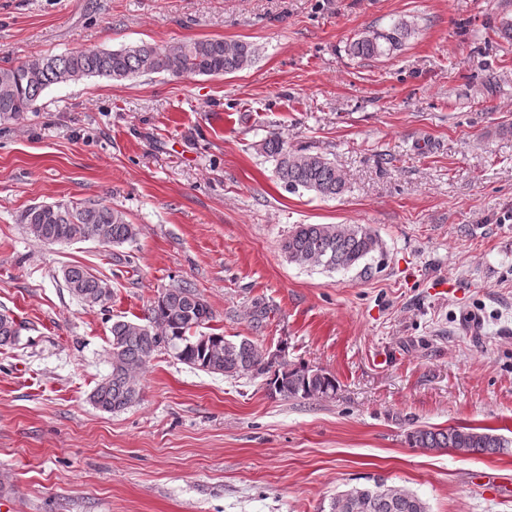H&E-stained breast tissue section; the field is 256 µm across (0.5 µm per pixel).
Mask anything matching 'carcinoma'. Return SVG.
I'll list each match as a JSON object with an SVG mask.
<instances>
[{
  "mask_svg": "<svg viewBox=\"0 0 512 512\" xmlns=\"http://www.w3.org/2000/svg\"><path fill=\"white\" fill-rule=\"evenodd\" d=\"M415 28L399 20L384 31L356 38L350 45L355 57L374 58L400 49ZM259 48L249 43L222 39H194L166 47L147 43L120 49H89L59 55H34L27 61L0 65V122L17 121L37 108L42 94L52 86L99 77L121 82L135 77L167 74L224 75L249 66ZM258 151L275 162L277 180L288 190H304L322 198H334L346 190V179L326 156L308 148H291L271 135ZM53 209L34 204L19 216L26 232L39 241H96L121 246L136 241L138 229L125 214L102 200L57 201ZM288 261L298 266H318L328 271L362 266L381 250L375 233L359 224H297L282 244ZM66 287L88 306H104L112 297L108 284L81 266L63 271ZM213 312L196 287L182 281L164 289L150 304L142 321L112 322L111 371L91 394L92 402L106 412L122 411L140 398L138 373L152 356L164 351L193 368L226 377L261 376L270 394L284 400L331 399L336 379L321 370L290 364L271 357L258 343L242 337L230 339L210 326ZM21 325L0 313V346L18 340ZM412 448L426 451L452 448L469 455L512 452V440L484 428L424 427L407 434ZM329 512H429L417 493L394 484L355 486L339 492L329 502Z\"/></svg>",
  "mask_w": 512,
  "mask_h": 512,
  "instance_id": "obj_1",
  "label": "carcinoma"
}]
</instances>
